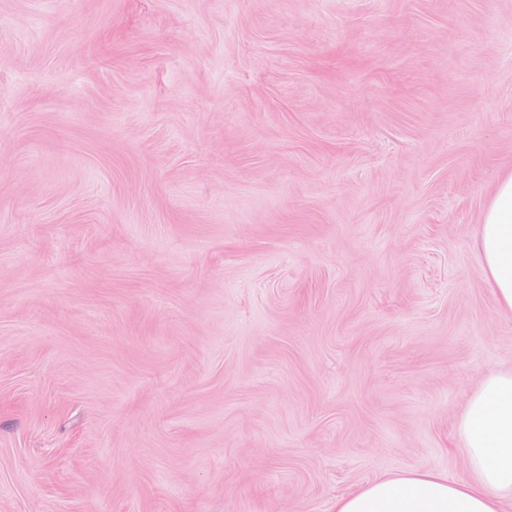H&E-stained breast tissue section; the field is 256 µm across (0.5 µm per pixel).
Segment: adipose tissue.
<instances>
[{"label": "adipose tissue", "mask_w": 512, "mask_h": 512, "mask_svg": "<svg viewBox=\"0 0 512 512\" xmlns=\"http://www.w3.org/2000/svg\"><path fill=\"white\" fill-rule=\"evenodd\" d=\"M480 272L499 309L512 314V173L495 186L472 241ZM454 446L470 471L381 478L341 495L336 512H504L512 492V371L489 373L459 416Z\"/></svg>", "instance_id": "adipose-tissue-1"}]
</instances>
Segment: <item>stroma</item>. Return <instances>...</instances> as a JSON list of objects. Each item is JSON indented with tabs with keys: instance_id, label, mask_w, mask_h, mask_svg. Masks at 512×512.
<instances>
[{
	"instance_id": "35a3bbf8",
	"label": "stroma",
	"mask_w": 512,
	"mask_h": 512,
	"mask_svg": "<svg viewBox=\"0 0 512 512\" xmlns=\"http://www.w3.org/2000/svg\"><path fill=\"white\" fill-rule=\"evenodd\" d=\"M512 0H0V512H335L466 473Z\"/></svg>"
}]
</instances>
